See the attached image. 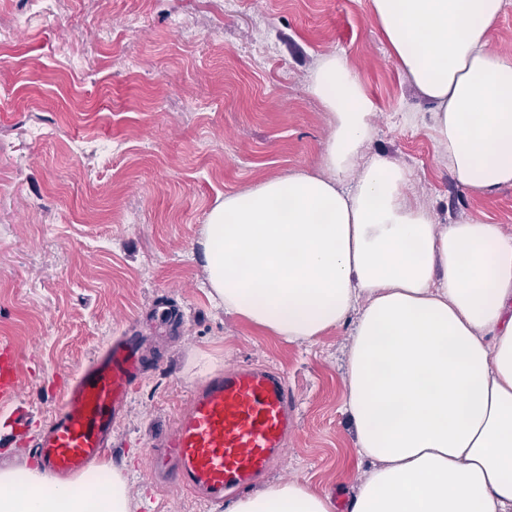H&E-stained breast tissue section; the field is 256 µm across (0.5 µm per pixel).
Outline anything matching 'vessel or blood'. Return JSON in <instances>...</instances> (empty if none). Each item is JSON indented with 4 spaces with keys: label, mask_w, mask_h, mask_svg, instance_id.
<instances>
[{
    "label": "vessel or blood",
    "mask_w": 512,
    "mask_h": 512,
    "mask_svg": "<svg viewBox=\"0 0 512 512\" xmlns=\"http://www.w3.org/2000/svg\"><path fill=\"white\" fill-rule=\"evenodd\" d=\"M138 337L126 334L73 375L49 428L33 453L53 478H71L109 450L115 423L138 383ZM22 356L0 336V429L23 444L28 440L26 405L20 396ZM296 399L287 378L277 372L238 365L193 392L173 426L155 436L145 458L154 480L199 494L222 507L234 491L249 490L258 475L286 451V437L297 424Z\"/></svg>",
    "instance_id": "obj_1"
}]
</instances>
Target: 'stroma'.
<instances>
[{
    "label": "stroma",
    "mask_w": 512,
    "mask_h": 512,
    "mask_svg": "<svg viewBox=\"0 0 512 512\" xmlns=\"http://www.w3.org/2000/svg\"><path fill=\"white\" fill-rule=\"evenodd\" d=\"M0 336L24 358L28 430L49 424L71 375L134 329L142 376L109 461L138 512H213L140 465L192 390V358L287 375L299 427L264 483L295 479L351 500L367 469L341 410L350 324L290 344L211 302L195 253L225 195L320 171L331 116L308 91L320 59L346 56L371 96L362 160L405 168L408 199L437 224L512 235V186L461 187L435 142L433 104L397 69L370 0H0ZM271 56L251 66L250 49ZM177 314L155 327V306Z\"/></svg>",
    "instance_id": "obj_1"
}]
</instances>
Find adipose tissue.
<instances>
[{"instance_id":"adipose-tissue-1","label":"adipose tissue","mask_w":512,"mask_h":512,"mask_svg":"<svg viewBox=\"0 0 512 512\" xmlns=\"http://www.w3.org/2000/svg\"><path fill=\"white\" fill-rule=\"evenodd\" d=\"M504 5L371 0L392 58L434 105L454 176L481 194L512 185V58L487 48ZM309 91L333 117L325 171L265 180L210 211L197 242L209 295L288 343L351 323L342 410L372 467L350 512H512V238L433 223L385 157L357 167L375 105L343 55L322 57ZM0 512H132V501L106 463L52 484L6 465ZM226 512L334 508L288 481Z\"/></svg>"}]
</instances>
